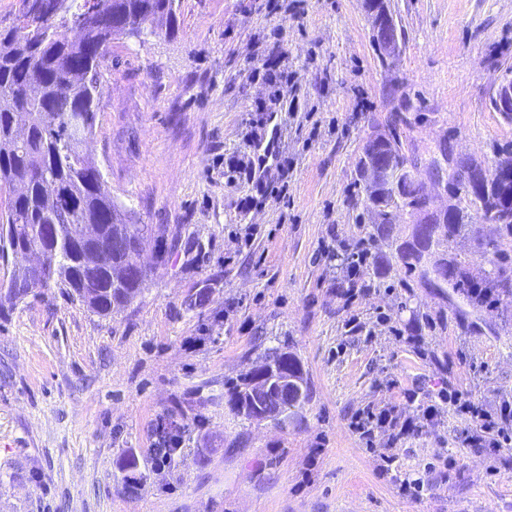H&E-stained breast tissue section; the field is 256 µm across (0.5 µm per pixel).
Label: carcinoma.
Listing matches in <instances>:
<instances>
[{
  "label": "carcinoma",
  "instance_id": "obj_1",
  "mask_svg": "<svg viewBox=\"0 0 512 512\" xmlns=\"http://www.w3.org/2000/svg\"><path fill=\"white\" fill-rule=\"evenodd\" d=\"M29 0H19L7 24L0 23V189L24 184L20 194L7 198L0 211V260L17 250L45 252L47 265L38 273L15 268L0 312L23 302L36 288L55 285L92 312L107 316L130 303L147 274L133 277L128 252H139L153 237L148 225L131 223L130 212L112 198L98 166L85 151L96 119V85L102 60L118 36L175 34L176 0H39L40 16L29 19ZM377 25L392 20L385 0H366ZM85 115L82 136H72L71 114ZM401 118L392 119L381 147L401 159L402 195L382 182L364 186L377 216L368 244L389 247L408 275L430 288L460 290L468 301L481 305L486 297L499 302L512 298V283L498 269L473 275L465 262L442 249L446 237L466 226L469 211H496L499 232L512 237V179L505 181L485 170V178L471 194L462 192V178L480 166L474 159H458L449 188L455 203L445 224H430L423 239H402L393 212H414L424 202L414 170L418 159L409 156L397 132ZM88 224L93 233L83 244L70 238L73 225ZM103 247L107 261L89 272L81 263L84 250ZM295 397L270 399L271 413H291Z\"/></svg>",
  "mask_w": 512,
  "mask_h": 512
}]
</instances>
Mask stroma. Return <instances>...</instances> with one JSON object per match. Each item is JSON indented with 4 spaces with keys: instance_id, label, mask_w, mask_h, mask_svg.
Listing matches in <instances>:
<instances>
[{
    "instance_id": "35a3bbf8",
    "label": "stroma",
    "mask_w": 512,
    "mask_h": 512,
    "mask_svg": "<svg viewBox=\"0 0 512 512\" xmlns=\"http://www.w3.org/2000/svg\"><path fill=\"white\" fill-rule=\"evenodd\" d=\"M275 2L178 0L173 37L112 42L87 150L160 246L110 316L54 286L0 314V512H512V445L465 444L461 417L419 420L384 475L350 428L407 391L420 405L443 388L488 406L512 393V302L426 287L382 244L344 297L374 221L356 162L393 115L438 209L431 159L492 169L512 152V121L491 107L512 72V0H386L402 36L385 58L364 0ZM275 54L287 81L264 77ZM271 138L292 164L288 200L242 213L254 184L229 162ZM445 248L512 276V237L480 218ZM271 347L300 359L310 388L282 426L224 399ZM164 431L179 445L160 466ZM414 472L423 491L401 494Z\"/></svg>"
}]
</instances>
